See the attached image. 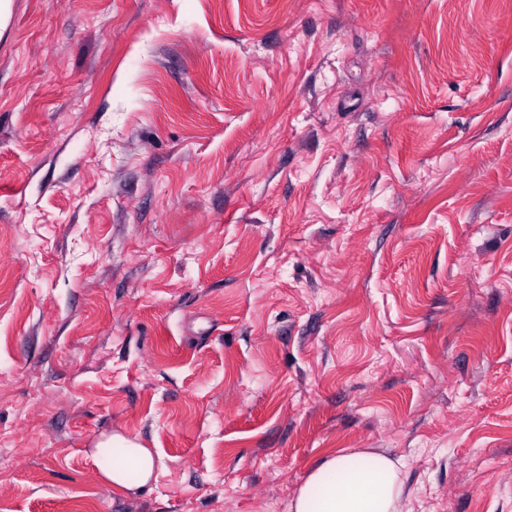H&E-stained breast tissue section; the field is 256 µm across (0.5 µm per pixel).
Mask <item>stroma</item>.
I'll use <instances>...</instances> for the list:
<instances>
[{
  "label": "stroma",
  "instance_id": "stroma-1",
  "mask_svg": "<svg viewBox=\"0 0 512 512\" xmlns=\"http://www.w3.org/2000/svg\"><path fill=\"white\" fill-rule=\"evenodd\" d=\"M350 448L512 512V0H12L0 512H289ZM90 458L97 474L121 492L143 491L156 479L162 458L152 448L123 434H112Z\"/></svg>",
  "mask_w": 512,
  "mask_h": 512
}]
</instances>
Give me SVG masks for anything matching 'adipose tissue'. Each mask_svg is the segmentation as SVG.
<instances>
[{
  "label": "adipose tissue",
  "instance_id": "obj_1",
  "mask_svg": "<svg viewBox=\"0 0 512 512\" xmlns=\"http://www.w3.org/2000/svg\"><path fill=\"white\" fill-rule=\"evenodd\" d=\"M91 461L124 493L148 488L162 466L157 452L118 433L98 443ZM401 468V460L372 448L342 451L310 471L289 512H400L406 494Z\"/></svg>",
  "mask_w": 512,
  "mask_h": 512
}]
</instances>
